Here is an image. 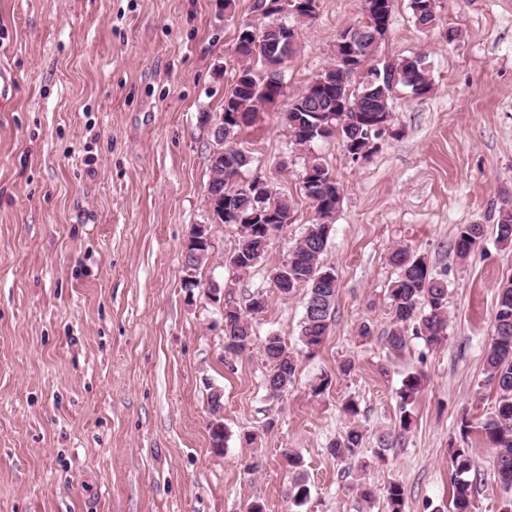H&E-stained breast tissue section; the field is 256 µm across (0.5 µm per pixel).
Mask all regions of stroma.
I'll return each mask as SVG.
<instances>
[{
  "mask_svg": "<svg viewBox=\"0 0 512 512\" xmlns=\"http://www.w3.org/2000/svg\"><path fill=\"white\" fill-rule=\"evenodd\" d=\"M253 6L0 0V62L18 77L0 105V512H249L257 499L266 512H383L359 499L363 482L379 496L400 483L405 512H445L448 446L460 441L482 478L475 512L512 498L493 477L485 436L459 434L462 416L495 411L484 358L499 286L512 278V247L497 240L499 215L512 209V0H438L427 30L395 0L375 58L423 54L433 89L418 98L396 87L395 133L359 162L336 137L298 150L278 114L330 63L363 0H318L315 18L289 17L299 48L283 66L285 95L238 141L295 222L246 274L228 263L236 225H212L216 260L198 272L238 306L259 291L267 299L250 349L232 356L216 307L181 285L183 244L206 222L215 140L201 115L221 112L234 87L236 33L257 20ZM313 158L342 198L323 256L337 277L335 309L310 354L299 341L306 291L282 297L269 268L314 218L300 186ZM463 224L484 235L460 260L452 241ZM399 247L447 280L448 339L412 337L395 355L385 336ZM272 334L298 359L279 397L266 386ZM412 373L422 385L402 433L398 392ZM322 377L327 389L313 394ZM215 388L220 454L209 437ZM352 428L357 459L332 458L331 442ZM288 449L310 489L299 507ZM256 456L262 466L249 471Z\"/></svg>",
  "mask_w": 512,
  "mask_h": 512,
  "instance_id": "stroma-1",
  "label": "stroma"
}]
</instances>
